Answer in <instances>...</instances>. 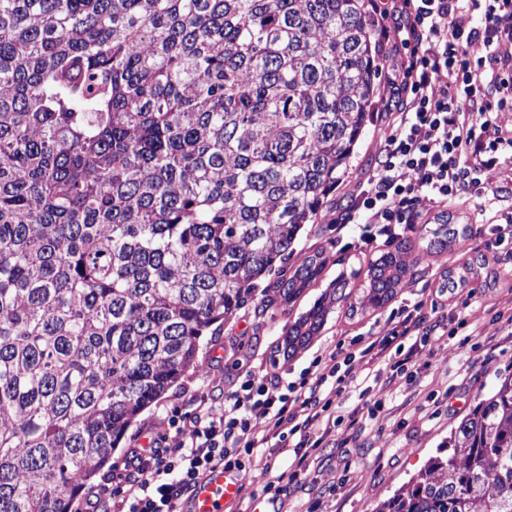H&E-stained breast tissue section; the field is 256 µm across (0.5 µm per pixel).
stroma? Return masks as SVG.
<instances>
[{"mask_svg":"<svg viewBox=\"0 0 512 512\" xmlns=\"http://www.w3.org/2000/svg\"><path fill=\"white\" fill-rule=\"evenodd\" d=\"M375 85L371 115L346 171L326 199L317 224L305 226L288 259L293 269L305 256L324 251L329 261L319 280L292 306L282 302L275 289L257 291L253 301L226 317L216 332L204 336L196 366L130 426L99 480L117 477L134 433L151 428L166 434L168 447H178L179 438L165 419L167 410L176 406L188 410L201 396H219L247 370L282 376L298 372L314 357L330 356L353 337L379 331L393 310L422 301L441 312L460 313L464 325L423 348L412 375L391 384L378 381L372 395L381 408L375 417L363 426L346 422L334 428L319 457L309 460L298 485L274 505L276 512H378L438 448L448 444L451 433L478 402L512 376V274L504 273L496 251L483 246L471 249L460 240L444 252L424 254L427 226L440 216H452L473 230L484 225L479 199L466 198L445 207L421 199L418 208L424 221L411 232L413 248L404 256L409 273L388 303L375 307L366 299L364 272L392 245L381 242L356 248L352 244L356 227L347 226L340 235L334 220L348 211L359 184L375 173L379 151L390 133L389 106L394 96L385 72H378ZM480 255L485 256L489 269L499 273L495 286L485 287L478 277L453 291L440 289L444 272L462 269ZM343 270L358 273L349 303H329L319 336L292 359L272 362L276 346L282 343L284 325L308 310ZM288 465L284 454L252 458L232 512H252L265 486Z\"/></svg>","mask_w":512,"mask_h":512,"instance_id":"1","label":"stroma"}]
</instances>
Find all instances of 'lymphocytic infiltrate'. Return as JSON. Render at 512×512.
Wrapping results in <instances>:
<instances>
[{
	"mask_svg": "<svg viewBox=\"0 0 512 512\" xmlns=\"http://www.w3.org/2000/svg\"><path fill=\"white\" fill-rule=\"evenodd\" d=\"M391 10L368 15L378 48L405 46L407 54L389 63L397 96L392 129L380 151L376 172L360 185L346 216L369 244L398 237L421 223L419 199L445 206L461 197H480L490 213L486 247L512 264V209L501 188L483 175L512 166V136L494 113L512 106V63L497 47L512 40V0H391ZM382 331L364 337L354 351L329 360L313 359L292 377L246 374L223 401L200 399L185 411L173 408L167 424L180 438L166 447L154 435L123 461L118 487L102 485L83 499L85 512H179L181 500L214 467L246 466L260 451L291 453L298 468L321 441V427L373 419L379 404L370 380L379 361L390 379L413 365L419 349L444 336L447 316L423 303L404 307ZM365 366L355 374L354 364ZM355 409L343 411L348 392Z\"/></svg>",
	"mask_w": 512,
	"mask_h": 512,
	"instance_id": "f902f5d3",
	"label": "lymphocytic infiltrate"
}]
</instances>
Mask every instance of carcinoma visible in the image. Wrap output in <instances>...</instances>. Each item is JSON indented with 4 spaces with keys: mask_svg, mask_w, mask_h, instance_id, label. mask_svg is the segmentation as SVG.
<instances>
[{
    "mask_svg": "<svg viewBox=\"0 0 512 512\" xmlns=\"http://www.w3.org/2000/svg\"><path fill=\"white\" fill-rule=\"evenodd\" d=\"M366 2L0 0V512H72L261 278L288 304L319 279L322 251L276 263L364 130ZM466 232L440 220L426 254ZM409 249L370 264L372 305ZM350 287L339 274L288 324L283 356ZM456 436L378 512H512V379Z\"/></svg>",
    "mask_w": 512,
    "mask_h": 512,
    "instance_id": "carcinoma-1",
    "label": "carcinoma"
}]
</instances>
